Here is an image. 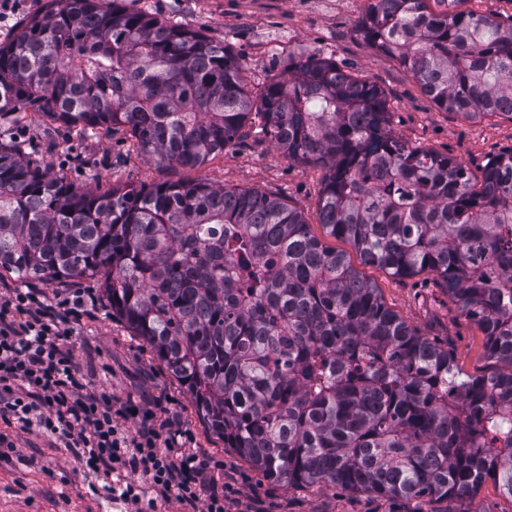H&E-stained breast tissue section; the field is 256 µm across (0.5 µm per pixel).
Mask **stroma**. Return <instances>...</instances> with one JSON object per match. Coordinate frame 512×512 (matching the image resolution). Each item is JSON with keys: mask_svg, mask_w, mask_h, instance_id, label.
I'll list each match as a JSON object with an SVG mask.
<instances>
[{"mask_svg": "<svg viewBox=\"0 0 512 512\" xmlns=\"http://www.w3.org/2000/svg\"><path fill=\"white\" fill-rule=\"evenodd\" d=\"M370 2L118 0L126 10L158 16L228 45L245 63L253 90L266 78L287 74L292 60L299 57L317 54L332 59L383 91L392 136L456 159L472 178H481L492 159L512 149V120L493 116L470 121L438 108L397 60L357 36L356 24ZM21 130L26 133L23 145L33 159L85 189L205 180L281 198L302 213L324 246L344 252L359 267L379 288L388 308L418 334L448 349L465 374L489 372L481 330L439 287L435 276L394 277L362 264L351 244L329 236L318 220L326 168L286 159L265 141L258 127H250L247 137L197 169L143 156L120 130L87 132L32 110L0 120V134L6 138ZM75 288L90 292L97 301L93 315L74 325L71 346L90 390L111 394L112 407L120 412L118 421L129 432L143 425L142 416L123 414L130 403L152 411L154 424L169 422L179 429V451H201L210 458L208 478L227 491L231 512H512V499L490 481L473 500L462 503L384 497L332 485L287 487L265 478L210 432L186 389L151 348L113 316L100 281L87 277L42 284L38 298L53 307ZM0 434L15 445L8 459L0 458V512H130V504L114 498L102 478L87 473L59 440L3 422Z\"/></svg>", "mask_w": 512, "mask_h": 512, "instance_id": "1", "label": "stroma"}]
</instances>
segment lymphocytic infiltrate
<instances>
[{"instance_id": "1", "label": "lymphocytic infiltrate", "mask_w": 512, "mask_h": 512, "mask_svg": "<svg viewBox=\"0 0 512 512\" xmlns=\"http://www.w3.org/2000/svg\"><path fill=\"white\" fill-rule=\"evenodd\" d=\"M58 308H38L32 288L0 299V419L59 438L83 467L111 480L113 496L136 503L148 488L190 508L203 498L207 512H227L223 493L201 479L206 456L175 453L152 426L133 436L120 430L111 394L88 391L70 349L68 325L88 312L84 294L72 293ZM132 473L140 482L129 481Z\"/></svg>"}]
</instances>
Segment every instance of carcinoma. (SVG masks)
I'll list each match as a JSON object with an SVG mask.
<instances>
[{"mask_svg": "<svg viewBox=\"0 0 512 512\" xmlns=\"http://www.w3.org/2000/svg\"><path fill=\"white\" fill-rule=\"evenodd\" d=\"M428 2L372 0L356 33L439 108L512 120V23ZM29 108L123 127L190 169L259 122L286 158L328 169L329 235L393 276L435 275L509 370L463 374L278 198L204 180L96 193L2 142L0 272L99 277L224 447L287 487L465 501L490 479L512 499V150L474 181L393 138L380 88L329 58L254 95L229 47L98 0H51L0 44V115Z\"/></svg>", "mask_w": 512, "mask_h": 512, "instance_id": "carcinoma-1", "label": "carcinoma"}]
</instances>
